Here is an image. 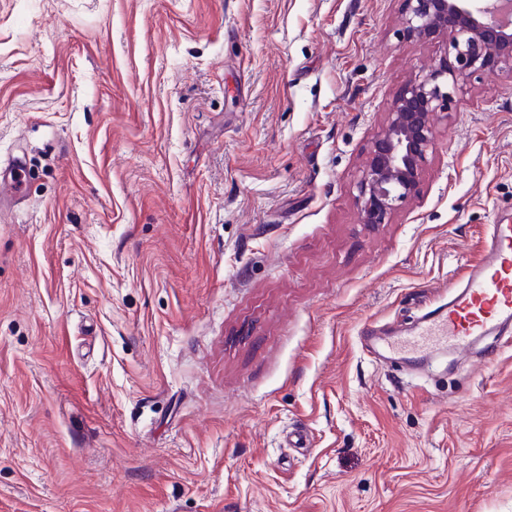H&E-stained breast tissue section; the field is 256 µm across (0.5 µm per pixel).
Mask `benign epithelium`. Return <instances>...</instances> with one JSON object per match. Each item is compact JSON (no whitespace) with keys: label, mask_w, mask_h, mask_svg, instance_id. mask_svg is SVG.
Here are the masks:
<instances>
[{"label":"benign epithelium","mask_w":512,"mask_h":512,"mask_svg":"<svg viewBox=\"0 0 512 512\" xmlns=\"http://www.w3.org/2000/svg\"><path fill=\"white\" fill-rule=\"evenodd\" d=\"M402 34L441 39L447 50L427 72L407 82L371 142L360 179L363 224H384L416 192L434 142L437 114L449 109L476 74L512 73L509 0H404Z\"/></svg>","instance_id":"benign-epithelium-1"}]
</instances>
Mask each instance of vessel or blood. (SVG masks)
I'll use <instances>...</instances> for the list:
<instances>
[{"mask_svg":"<svg viewBox=\"0 0 512 512\" xmlns=\"http://www.w3.org/2000/svg\"><path fill=\"white\" fill-rule=\"evenodd\" d=\"M30 171L22 157L0 168V208L20 203ZM512 325V224L491 225L479 261L469 266L448 304L425 313L410 333L390 346V355L414 361L438 345L469 357L473 337Z\"/></svg>","mask_w":512,"mask_h":512,"instance_id":"obj_1","label":"vessel or blood"}]
</instances>
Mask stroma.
<instances>
[{
  "label": "stroma",
  "mask_w": 512,
  "mask_h": 512,
  "mask_svg": "<svg viewBox=\"0 0 512 512\" xmlns=\"http://www.w3.org/2000/svg\"><path fill=\"white\" fill-rule=\"evenodd\" d=\"M403 0H0V512H512V332L403 369L512 221V76L359 221ZM304 431L308 445L290 444ZM30 171L22 157L13 159L0 168V208L18 204L25 198V187Z\"/></svg>",
  "instance_id": "obj_1"
}]
</instances>
